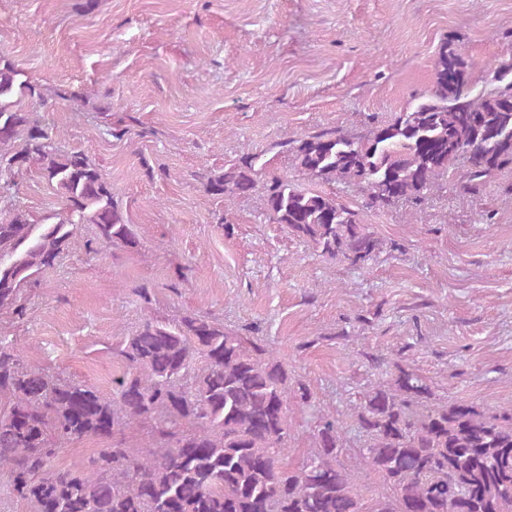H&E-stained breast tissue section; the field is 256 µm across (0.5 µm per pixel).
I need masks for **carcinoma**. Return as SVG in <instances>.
Returning a JSON list of instances; mask_svg holds the SVG:
<instances>
[{
    "mask_svg": "<svg viewBox=\"0 0 512 512\" xmlns=\"http://www.w3.org/2000/svg\"><path fill=\"white\" fill-rule=\"evenodd\" d=\"M26 100L45 101L43 85L0 56V189L35 166L64 202L39 217L18 205L0 223V318L10 322L25 318L28 292L69 250L78 225L95 226L89 252L140 247L112 184L83 152L61 149ZM283 148L308 180L356 186L360 207L268 176L267 162L250 152L203 177L204 191L260 193L269 218L292 235L330 259L364 265L384 241L364 226L363 212L424 200L459 162V188L472 196L494 171L512 168V64L475 95L466 62L445 41L422 101L364 135L330 129ZM113 354L125 371L108 397L25 364L0 336V468L30 512H512V403L493 412L435 403L413 368L376 360L387 379L354 408L367 437L355 469L340 462L343 427L328 415L291 468V407L308 404L312 392L273 351L210 317L170 323L148 314ZM143 425L152 441L128 445L126 432ZM87 438L112 444L86 471L54 465L56 441ZM357 470L377 474L384 491L363 501Z\"/></svg>",
    "mask_w": 512,
    "mask_h": 512,
    "instance_id": "1",
    "label": "carcinoma"
}]
</instances>
